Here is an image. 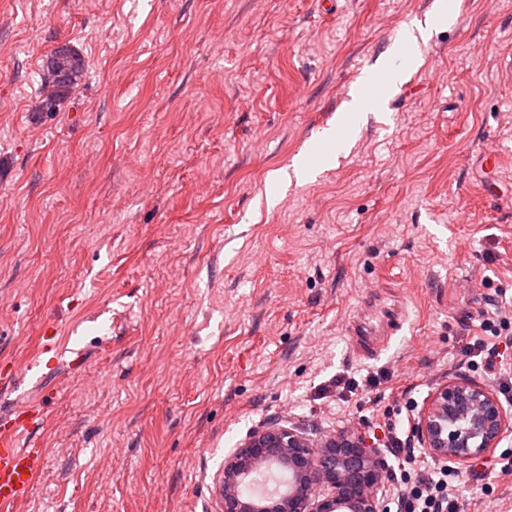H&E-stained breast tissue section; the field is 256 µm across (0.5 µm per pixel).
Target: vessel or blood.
I'll return each mask as SVG.
<instances>
[{"label": "vessel or blood", "mask_w": 512, "mask_h": 512, "mask_svg": "<svg viewBox=\"0 0 512 512\" xmlns=\"http://www.w3.org/2000/svg\"><path fill=\"white\" fill-rule=\"evenodd\" d=\"M407 322L401 303L390 304L377 293L369 292L365 309L350 318L346 325L355 351L366 358L379 354V337L391 336ZM42 407L23 408L0 419V512H15L26 501L41 477L45 455L42 448L15 445L18 432H32L43 422Z\"/></svg>", "instance_id": "b4317fda"}]
</instances>
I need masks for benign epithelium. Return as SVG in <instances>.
Returning a JSON list of instances; mask_svg holds the SVG:
<instances>
[{
    "label": "benign epithelium",
    "mask_w": 512,
    "mask_h": 512,
    "mask_svg": "<svg viewBox=\"0 0 512 512\" xmlns=\"http://www.w3.org/2000/svg\"><path fill=\"white\" fill-rule=\"evenodd\" d=\"M426 455L462 468L512 435V414L484 385L450 382L429 399L413 425ZM288 465V492L259 507L242 493L255 464ZM389 465L364 436L348 433L318 444L286 426L252 431L224 461V512H381Z\"/></svg>",
    "instance_id": "benign-epithelium-1"
}]
</instances>
